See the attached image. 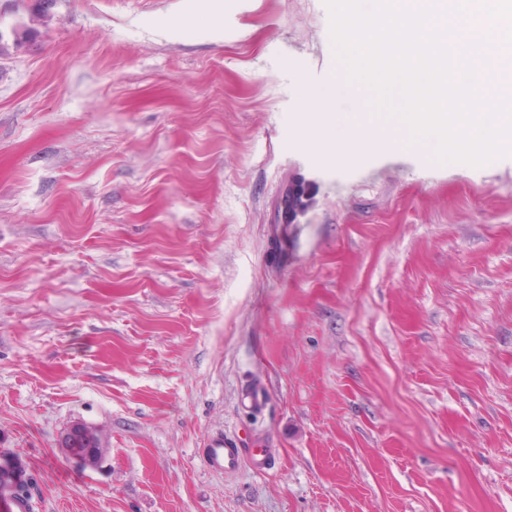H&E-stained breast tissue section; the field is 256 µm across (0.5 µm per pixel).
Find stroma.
<instances>
[{
  "instance_id": "1",
  "label": "stroma",
  "mask_w": 512,
  "mask_h": 512,
  "mask_svg": "<svg viewBox=\"0 0 512 512\" xmlns=\"http://www.w3.org/2000/svg\"><path fill=\"white\" fill-rule=\"evenodd\" d=\"M209 6L0 0V456L37 512H512V157L343 159L324 0ZM74 435H81L85 438L87 442L86 445L80 444V448L84 449V455L81 459V462L87 466H97L102 458V439L97 432H88L86 429L82 428L80 424H75L71 426L65 434L62 436L61 445L62 448H68L70 439ZM239 447L237 442L224 434H214L208 437L204 460L208 468L215 471L232 473L244 465H250L253 470L261 471L269 465L268 448Z\"/></svg>"
}]
</instances>
